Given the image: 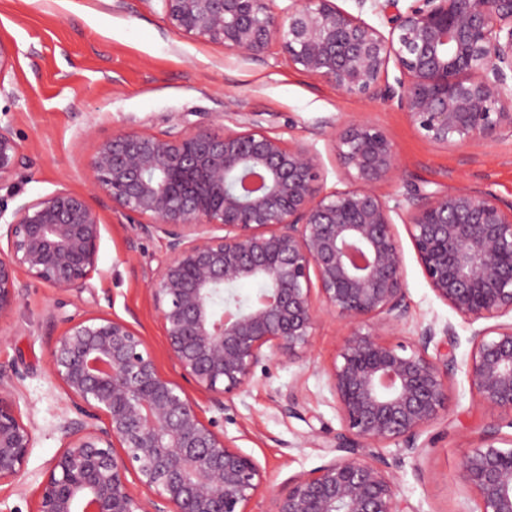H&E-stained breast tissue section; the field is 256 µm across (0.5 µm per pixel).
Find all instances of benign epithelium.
<instances>
[{
  "instance_id": "7a95c632",
  "label": "benign epithelium",
  "mask_w": 512,
  "mask_h": 512,
  "mask_svg": "<svg viewBox=\"0 0 512 512\" xmlns=\"http://www.w3.org/2000/svg\"><path fill=\"white\" fill-rule=\"evenodd\" d=\"M160 2L185 36L253 60L283 54L343 94L396 104L430 143L512 136V0H412L404 10L399 0H356L384 15L386 31L335 0ZM329 135L344 189L326 188L311 145L255 121L221 134L184 120L162 137L119 130L98 143L87 178L128 223L165 242L148 296L181 377L218 409L262 362L307 357L321 315L346 325L329 373L342 426L335 455L289 478L269 512H408L390 463L371 449L423 452L418 440L448 408L457 359L450 325L438 342L432 325L406 344L383 339L409 314L398 216L435 297L477 325L464 373L497 423L464 455L458 479L479 512H512V434L502 433L512 429V205L467 188L383 196L380 185L400 180L388 134L354 119ZM25 164L0 126V183ZM2 226L0 319L24 297L22 272L68 297L98 271L104 224L79 193L63 187L12 209L0 198ZM244 283L261 288L244 298ZM63 323L51 371L77 417L59 426L30 512H255L262 466L160 371L132 323L104 314ZM11 387L0 370V484L22 476L34 443Z\"/></svg>"
}]
</instances>
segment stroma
I'll use <instances>...</instances> for the list:
<instances>
[{
	"label": "stroma",
	"instance_id": "obj_1",
	"mask_svg": "<svg viewBox=\"0 0 512 512\" xmlns=\"http://www.w3.org/2000/svg\"><path fill=\"white\" fill-rule=\"evenodd\" d=\"M0 43L14 52L12 65L0 72V124L17 133L29 159L26 169L0 183V196L12 191L29 201L65 186L86 194L104 224L98 271L81 293L62 300L52 288L30 284L16 311L0 321V370L12 374L21 416L35 426L21 485L0 486V512H28L29 496L61 446L57 427L75 415L50 370L62 317L101 313L132 320L162 372L179 376L146 293L166 259L164 246L127 224L108 198L89 190L85 163L113 132L161 135L188 112L219 133L233 121L255 120L271 133L313 145L327 187L337 188L334 143L321 124L361 116L383 128L396 146L402 179L382 186V194L489 188L512 203V137L453 148L433 145L390 103L343 95L279 57L244 60L221 43L178 33L158 0H0ZM401 245L410 317L407 326L387 332V341L409 340L430 324L449 325L458 337L456 358L465 360L471 327L435 298L409 238ZM345 334L338 319L322 317L303 362L261 363L246 392L225 400L223 409H216L207 393H191L204 417L216 419L226 439L264 468L259 512H267L271 495L289 478L331 458L327 447L341 423L329 370ZM290 396L298 414L283 410ZM495 420L472 396L463 369H456L449 408L424 435L425 454L385 450L397 461L392 472L398 497L415 512H477L476 496L457 471Z\"/></svg>",
	"mask_w": 512,
	"mask_h": 512
}]
</instances>
